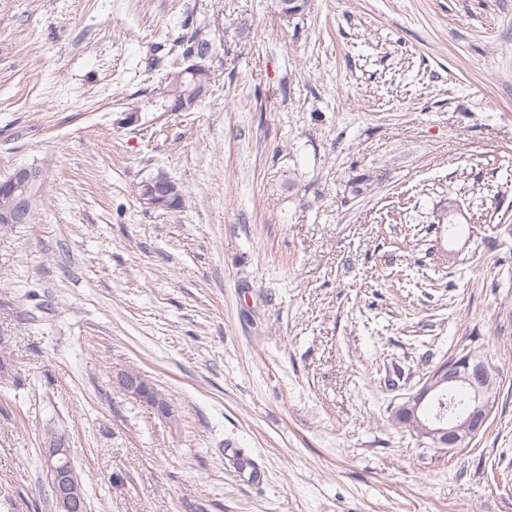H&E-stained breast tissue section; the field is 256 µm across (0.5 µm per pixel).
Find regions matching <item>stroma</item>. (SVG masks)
Segmentation results:
<instances>
[{
	"label": "stroma",
	"instance_id": "stroma-1",
	"mask_svg": "<svg viewBox=\"0 0 512 512\" xmlns=\"http://www.w3.org/2000/svg\"><path fill=\"white\" fill-rule=\"evenodd\" d=\"M198 27L211 91L157 110ZM21 166L0 512H51L50 429L87 512H512V0H0V181ZM160 169L183 208L137 201ZM461 344L496 401L445 453L391 407ZM40 182V172L30 166L19 167L13 175L6 180L4 185L8 191L9 197L7 205L0 208L1 226L28 224L32 215V201L33 220L34 214L37 213L43 200L41 186L37 188ZM36 188V197L33 200L32 194ZM112 380L113 384L122 391L151 406L162 417H172L173 411L169 401L156 389L155 392L157 398L152 396L148 386L151 382L148 381L141 373L131 370H120L113 375ZM160 397H164L165 401H159L158 398Z\"/></svg>",
	"mask_w": 512,
	"mask_h": 512
}]
</instances>
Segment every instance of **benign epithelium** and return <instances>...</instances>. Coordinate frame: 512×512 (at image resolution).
<instances>
[{
  "instance_id": "7a95c632",
  "label": "benign epithelium",
  "mask_w": 512,
  "mask_h": 512,
  "mask_svg": "<svg viewBox=\"0 0 512 512\" xmlns=\"http://www.w3.org/2000/svg\"><path fill=\"white\" fill-rule=\"evenodd\" d=\"M208 52L192 50L187 60L190 64L184 73L197 82L205 80L210 73ZM41 182L38 170L23 166L18 168L5 182L8 203L0 208V224L13 226L27 224L32 215L33 192ZM140 204L146 209L167 208L179 192V187L167 174L161 172L141 185ZM113 384L122 391L151 406L164 418L172 417L169 401L161 402V392L151 394L150 381L141 373L120 370L113 375ZM464 386L473 392L472 405L467 415L436 421L425 418L424 403L435 393ZM495 383L489 366L467 346L460 354L438 363L423 379L421 387L396 408L395 417L417 427L418 438L426 439L442 451L461 448L467 440L474 438L485 426L494 407ZM44 470L54 492L57 512H84L86 502L71 480V448L66 441L47 440L41 450Z\"/></svg>"
}]
</instances>
